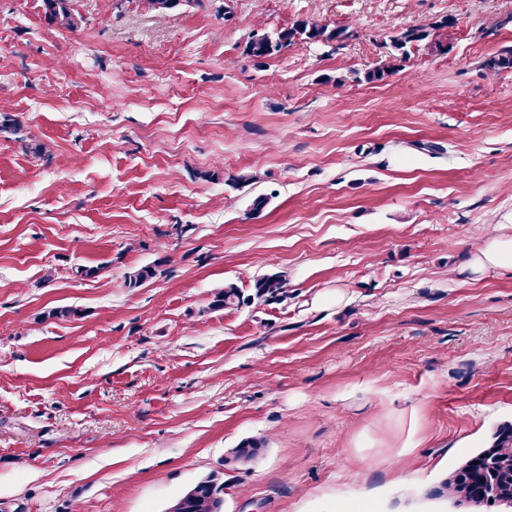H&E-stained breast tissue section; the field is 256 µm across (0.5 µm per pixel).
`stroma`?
Wrapping results in <instances>:
<instances>
[{"label": "stroma", "instance_id": "obj_1", "mask_svg": "<svg viewBox=\"0 0 512 512\" xmlns=\"http://www.w3.org/2000/svg\"><path fill=\"white\" fill-rule=\"evenodd\" d=\"M72 7L0 0V512H166L249 437L224 512H469L424 492L512 422V270H467L512 234V0ZM304 17L352 36L244 55ZM70 0H44L46 14L48 17L67 28L76 25L75 14L68 7ZM455 21L447 18L436 25L431 30L424 28L404 29L390 39L392 53L389 55L387 63L382 62L378 67L366 74L367 81H380L388 77L398 69L401 62H405L411 52V48H420L421 45L428 46L438 52H447L448 50V28H453ZM393 62H399L393 63ZM287 284L288 282L284 272L265 274L254 280L252 299L263 302L280 300L285 296ZM264 449V441L259 438L242 440L236 448H231L224 457L228 471L248 472L256 463Z\"/></svg>", "mask_w": 512, "mask_h": 512}]
</instances>
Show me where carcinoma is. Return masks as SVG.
I'll return each mask as SVG.
<instances>
[{"label": "carcinoma", "mask_w": 512, "mask_h": 512, "mask_svg": "<svg viewBox=\"0 0 512 512\" xmlns=\"http://www.w3.org/2000/svg\"><path fill=\"white\" fill-rule=\"evenodd\" d=\"M69 0H44L48 17L67 27L76 25L75 14L68 7ZM142 7L163 16L182 5L183 0H139ZM455 21L447 18L428 30L404 29L391 37L392 53L389 61L366 74L368 81H381L397 70V64L406 61L411 49L426 45L438 52L448 51V29ZM348 38L342 27L330 29L315 18H306L281 28L270 35L263 30L251 32L243 52L248 57L262 61L277 55L299 41L322 43L342 41ZM488 73L497 75L512 71V49L491 55L482 63ZM157 276L153 266L140 267L127 273L124 284L136 288ZM286 275L282 272L265 274L254 280L252 296L243 297L233 283L224 287L216 297L219 307H240L251 299L263 302L279 300L285 296ZM264 449V441L247 438L228 451L224 465L229 471H249ZM429 499L448 500L457 503L463 498L477 501L479 507L494 510L503 506L502 500H512V424H503L492 433L491 439L461 461L448 476L426 491ZM175 512H224V473L213 472L195 483L173 504Z\"/></svg>", "instance_id": "1"}]
</instances>
